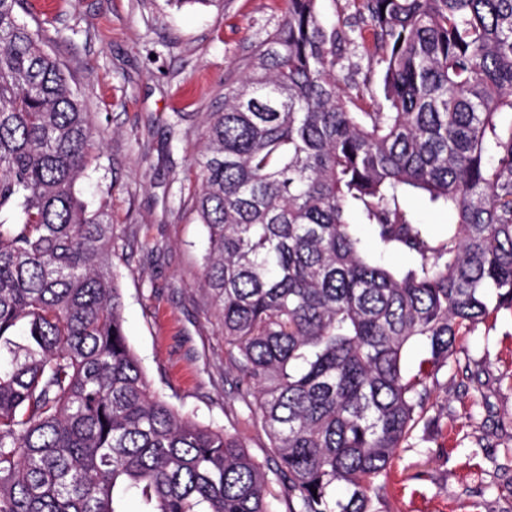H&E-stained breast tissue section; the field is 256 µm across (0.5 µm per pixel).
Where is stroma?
I'll use <instances>...</instances> for the list:
<instances>
[{"label": "stroma", "mask_w": 512, "mask_h": 512, "mask_svg": "<svg viewBox=\"0 0 512 512\" xmlns=\"http://www.w3.org/2000/svg\"><path fill=\"white\" fill-rule=\"evenodd\" d=\"M29 2L21 19L46 20L44 46L97 130L77 188L112 221L124 330L152 391L238 434L272 469L263 424L229 395L231 349L202 287L207 238L189 200L224 78L284 16L287 0ZM470 361L477 376L465 370ZM384 494L390 512H512V316L457 342Z\"/></svg>", "instance_id": "1"}]
</instances>
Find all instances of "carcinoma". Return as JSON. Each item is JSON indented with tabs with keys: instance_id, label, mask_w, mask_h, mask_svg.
Wrapping results in <instances>:
<instances>
[{
	"instance_id": "1",
	"label": "carcinoma",
	"mask_w": 512,
	"mask_h": 512,
	"mask_svg": "<svg viewBox=\"0 0 512 512\" xmlns=\"http://www.w3.org/2000/svg\"><path fill=\"white\" fill-rule=\"evenodd\" d=\"M318 2L288 0L224 78L191 197L272 498L240 436L151 392L112 224L75 189L91 113L23 0H0V210L19 209L0 224V512H121L129 495L141 512H388L456 337L512 313V0H357L341 24ZM415 191L447 209L445 236L413 219ZM358 222L412 267L377 263ZM413 342L426 356L410 372Z\"/></svg>"
}]
</instances>
